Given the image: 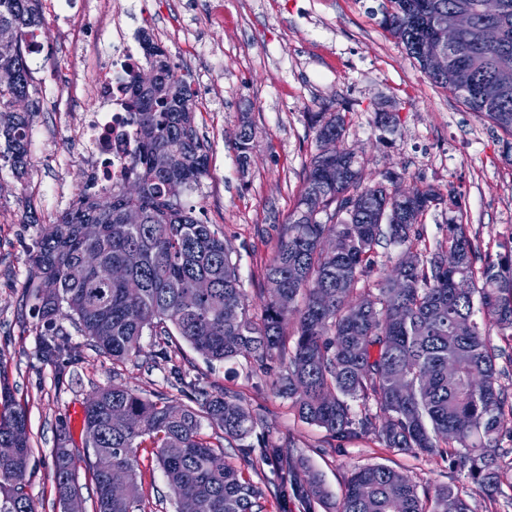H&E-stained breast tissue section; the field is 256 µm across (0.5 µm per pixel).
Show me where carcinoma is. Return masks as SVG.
I'll return each instance as SVG.
<instances>
[{
	"instance_id": "1",
	"label": "carcinoma",
	"mask_w": 512,
	"mask_h": 512,
	"mask_svg": "<svg viewBox=\"0 0 512 512\" xmlns=\"http://www.w3.org/2000/svg\"><path fill=\"white\" fill-rule=\"evenodd\" d=\"M40 0H0V26L15 31L11 45H0V69L16 75L0 88V160L16 171L28 155L32 108L15 107L34 90L28 64L27 38L40 26ZM492 20L478 14L480 0H382L380 25L420 68L421 46L434 24L456 12L475 14L476 27L461 36L448 57V72L428 73L477 117L509 136L512 154V70L503 73L504 59L512 62V0H502ZM492 23L503 38L486 44L480 26ZM145 63L156 69L155 83L142 88L139 71L129 75L126 101L139 155L126 180H138L135 197L123 194L124 183L84 193L41 238L33 256L29 281L34 310L43 323L38 333L39 355L57 366L56 382L66 381L65 361L71 350L61 339L57 321L66 318L90 346L112 360L138 357L144 335L177 333L209 362L248 355L259 364L274 355L288 357V372L278 389L293 400L298 416L337 438L375 432L394 453L439 456L448 462L453 480L477 486L493 504L499 498L512 506V400L497 360L512 356L492 345L485 325L512 339V251L481 267L479 246L466 225L448 219L445 237L433 251L418 255L417 264L401 270L405 287L390 288L391 275L375 287H359L377 264V246L386 239L410 250L422 242L419 224L431 208L457 206L453 193L427 186L410 187L401 197L404 177L388 172L381 180L365 182L355 152L344 148L336 161L322 149L313 154L303 188L288 216V224L269 264L265 266L267 300L261 318L247 313L236 263L224 239L193 215L180 201L166 196L172 179L196 187L208 172V155L195 126V103L190 83L179 75L165 49L147 33L142 35ZM316 142L333 136L342 140L343 110L312 112ZM253 127L241 114L232 136L241 172L248 171ZM167 153L172 165L154 166L155 155ZM138 211V224L125 223ZM84 224L102 226L99 237L87 241ZM333 236L340 248L328 253L320 239ZM454 250L460 265L442 264ZM125 267L120 279L106 282L100 270ZM205 278L209 292L186 307L184 296ZM52 279L58 293H40L39 282ZM234 308L238 320L224 323V310ZM458 318L472 319L466 335H457ZM295 323V341L288 347L284 326ZM456 362L448 378V361ZM359 401L363 411H353ZM375 404L379 414L371 412ZM122 410V418H110ZM85 448L94 482V512H134L146 506L138 481L137 449H156L177 512H265V490L227 460L222 443L204 438L203 423L223 433L229 443L246 438L257 418L230 400L224 390L205 392L195 405L167 393L145 398L121 384L98 390L83 410ZM70 437L59 434L52 470L58 502L79 486ZM245 455L258 453L279 483L277 492H293L302 512H315L326 494L313 477L298 480L293 466L294 445L268 441L246 446ZM30 448L27 420L13 406L10 387L0 382V512H36L25 491ZM122 486L112 497L106 474ZM336 512H473L454 484L438 486L432 497H420L417 486L400 471L373 464L355 469L347 478Z\"/></svg>"
}]
</instances>
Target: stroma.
I'll return each instance as SVG.
<instances>
[{
	"mask_svg": "<svg viewBox=\"0 0 512 512\" xmlns=\"http://www.w3.org/2000/svg\"><path fill=\"white\" fill-rule=\"evenodd\" d=\"M112 2L76 0L65 19L43 10L42 52L29 62L38 103L29 128V165L19 178L0 163V369L16 407L27 415V491L37 512H61L51 455L63 428L76 453L82 496L92 495L83 428L72 425V407H83L96 390L115 383L143 396L167 388L164 370L150 364L159 345L149 335L137 360L122 363L75 337L80 359L70 367L69 384L57 385L54 366L37 354L27 288L44 232L94 181L73 118L99 106L95 74L111 64L117 36L149 34L197 89L196 124L209 167L181 202L223 233L250 317L262 315L264 267L316 151L312 112L346 108L342 144L357 152L367 181L393 171L409 184L454 188L456 209L442 206L422 219L428 247L441 240L454 216L467 224L482 256L494 258L512 247V163L503 157L501 133L431 82L371 15L376 0H120L117 16ZM382 111L396 113L394 133L376 126ZM244 112L254 129L245 176L231 145ZM166 348L173 366L195 382L189 397L221 388L257 417L248 444L293 440L300 479L317 475L329 504L341 499L349 473L367 464L401 471L422 493L449 481L448 464L440 458L390 452L372 434L339 441L301 420L276 387L287 359H274L263 371L249 357L207 363L177 335L168 337ZM138 463L151 512H176L151 449H139Z\"/></svg>",
	"mask_w": 512,
	"mask_h": 512,
	"instance_id": "1",
	"label": "stroma"
}]
</instances>
